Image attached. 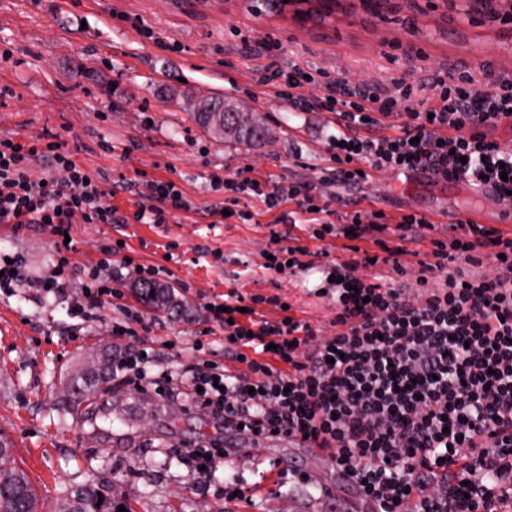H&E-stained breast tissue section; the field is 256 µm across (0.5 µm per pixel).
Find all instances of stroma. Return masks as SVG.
I'll list each match as a JSON object with an SVG mask.
<instances>
[{
    "mask_svg": "<svg viewBox=\"0 0 512 512\" xmlns=\"http://www.w3.org/2000/svg\"><path fill=\"white\" fill-rule=\"evenodd\" d=\"M368 16L361 0H341L342 11L317 23L293 8L272 14L246 0H0V136L49 133L103 186L108 201L133 211L136 196L120 187L137 172L176 181L191 208L167 224H76L71 235L72 281L63 294L43 297L33 279L54 264L52 235L34 224L17 231L0 224V260H25L17 284L0 288V436L11 440L16 462L28 474L43 512H52L70 487L92 479L111 481L117 497L134 512H335L338 478L330 462L277 438L246 445L239 461L211 474L198 473L175 445L211 433L202 409L168 411L169 400L111 384L98 387L74 409L56 397L65 369L104 347L124 350L111 324L119 309L98 320L74 318L87 268L102 250L123 239L138 263L177 260L167 285L188 314L172 318L144 302L132 268L121 270L124 306L151 320L146 342L156 367L180 372L202 352L224 358L223 333L206 316L207 301L227 288L279 296L297 317L329 334L334 305L318 297L328 260H349L335 240H308L303 226L291 234L310 250L327 247L330 259L309 269L270 275L263 268L272 214L255 204L256 221L212 223L209 210L221 201L209 176L253 166L273 181H318L330 165L327 139L336 129L327 112H302L259 94L251 56L261 40L277 42L279 69L310 65L326 79L356 84L408 74L427 77L440 66L464 67L481 76L483 65L512 75V19L466 12L463 0H416L410 7ZM184 45L181 53L161 41ZM222 96L258 111L271 132L261 145L220 140L190 118L199 99ZM323 201L338 214L383 211L435 219L434 238L446 239L461 214L502 216L503 200L477 193L463 182L445 183L421 173L376 172L366 183L322 186Z\"/></svg>",
    "mask_w": 512,
    "mask_h": 512,
    "instance_id": "stroma-1",
    "label": "stroma"
}]
</instances>
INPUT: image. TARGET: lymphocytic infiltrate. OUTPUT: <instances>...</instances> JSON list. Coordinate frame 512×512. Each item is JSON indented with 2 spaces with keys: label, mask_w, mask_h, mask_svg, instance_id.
<instances>
[{
  "label": "lymphocytic infiltrate",
  "mask_w": 512,
  "mask_h": 512,
  "mask_svg": "<svg viewBox=\"0 0 512 512\" xmlns=\"http://www.w3.org/2000/svg\"><path fill=\"white\" fill-rule=\"evenodd\" d=\"M321 76L295 64L260 83L284 78L290 108L333 114L327 181L355 184L372 169L422 172L501 198L512 191V146L489 135L512 128L511 75L489 70L479 80L467 70L441 71L426 83L401 76L370 85ZM309 84L320 95H304ZM391 118L396 134H380ZM37 159L50 163L45 178L33 175ZM124 187L139 196L130 214L106 204V189L56 136L0 137V224H48L56 262L38 286L50 294L70 282L73 247L62 237L73 225L166 224L190 209L174 180L141 171ZM211 187L224 194L209 211L216 223L229 215L251 223L248 199L274 212L266 270L306 268L308 248L289 243L296 220L312 240L352 236L353 259L332 263L335 280L325 289L335 331L318 336L279 297L231 288L209 312L226 336L223 362L203 361L187 379L153 376V349L135 346L115 359L113 383L182 394L207 409L220 433L185 454L210 472L227 463L225 434L240 431L259 443L278 433L330 449L337 473L375 512H512V232L458 218L447 240H434L431 261L419 262L414 285L393 287L358 270L382 263L404 275L397 247H385L383 237L413 242L433 231L426 216L405 214L391 224L384 213L359 210L335 224L312 213L320 205L315 183L275 182L244 166ZM370 240L375 250H361ZM121 251L106 246L89 270L78 309L84 319L122 299L111 272ZM487 256L493 264L485 273ZM268 306L276 317H267Z\"/></svg>",
  "instance_id": "obj_1"
}]
</instances>
